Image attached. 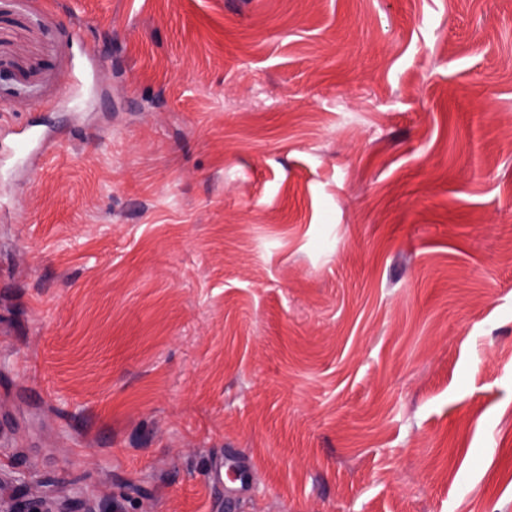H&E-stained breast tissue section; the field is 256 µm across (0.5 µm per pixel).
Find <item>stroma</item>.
Instances as JSON below:
<instances>
[{"label": "stroma", "mask_w": 512, "mask_h": 512, "mask_svg": "<svg viewBox=\"0 0 512 512\" xmlns=\"http://www.w3.org/2000/svg\"><path fill=\"white\" fill-rule=\"evenodd\" d=\"M0 495L512 512V0H0Z\"/></svg>", "instance_id": "obj_1"}]
</instances>
